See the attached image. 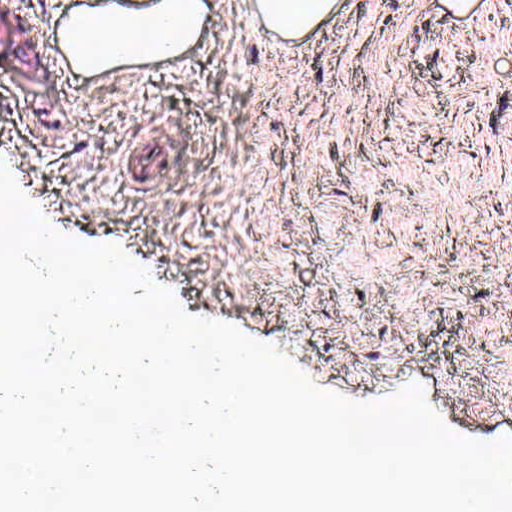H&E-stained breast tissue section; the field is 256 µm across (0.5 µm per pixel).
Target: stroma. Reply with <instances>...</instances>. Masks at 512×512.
I'll use <instances>...</instances> for the list:
<instances>
[{
  "label": "stroma",
  "mask_w": 512,
  "mask_h": 512,
  "mask_svg": "<svg viewBox=\"0 0 512 512\" xmlns=\"http://www.w3.org/2000/svg\"><path fill=\"white\" fill-rule=\"evenodd\" d=\"M336 0L297 39L210 0L178 59L62 72L95 0H0L37 47L0 166L39 215L113 244L188 313L271 344L319 389L419 383L457 433L512 435V0Z\"/></svg>",
  "instance_id": "obj_1"
}]
</instances>
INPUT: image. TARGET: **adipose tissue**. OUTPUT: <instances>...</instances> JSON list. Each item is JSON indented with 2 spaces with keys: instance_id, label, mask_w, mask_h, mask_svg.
Returning <instances> with one entry per match:
<instances>
[{
  "instance_id": "adipose-tissue-1",
  "label": "adipose tissue",
  "mask_w": 512,
  "mask_h": 512,
  "mask_svg": "<svg viewBox=\"0 0 512 512\" xmlns=\"http://www.w3.org/2000/svg\"><path fill=\"white\" fill-rule=\"evenodd\" d=\"M333 5L334 0H258L268 25L284 33L314 27ZM204 9L202 0H154L139 9L122 0H99L94 7L73 11L64 30L72 35L101 32V39L89 42L80 67L104 72L146 55L180 57L195 42Z\"/></svg>"
}]
</instances>
